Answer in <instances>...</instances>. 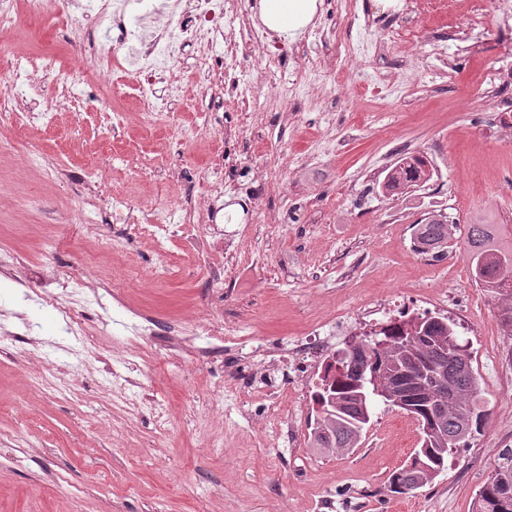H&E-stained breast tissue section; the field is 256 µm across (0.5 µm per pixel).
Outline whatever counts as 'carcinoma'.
<instances>
[{
    "label": "carcinoma",
    "instance_id": "obj_1",
    "mask_svg": "<svg viewBox=\"0 0 512 512\" xmlns=\"http://www.w3.org/2000/svg\"><path fill=\"white\" fill-rule=\"evenodd\" d=\"M429 179L426 161L420 156H406L386 174L380 189L387 195L401 194ZM452 228L442 214L420 220L414 230L417 250L433 252L437 259L443 257ZM468 246L479 285L499 291L512 285V241L500 235L498 225L475 221L469 228ZM411 349L416 351L419 368L457 377L456 392L450 395L441 390L430 400L411 388L389 401L375 398L376 386L395 380L392 362ZM344 351V373L332 377L327 367L321 377L323 381L332 379V383L315 398L322 411L311 432L312 447L349 451L358 444L379 404L397 407L418 423L423 437L406 465L392 474L390 491L406 494L423 487L445 469L448 455L479 430L485 416L468 344L459 341L447 318L433 316L420 318L396 334L384 329L371 332L356 343H346ZM505 498L512 499V449L501 453L494 474L479 491L474 512H502Z\"/></svg>",
    "mask_w": 512,
    "mask_h": 512
}]
</instances>
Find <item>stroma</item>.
Segmentation results:
<instances>
[{"instance_id":"stroma-1","label":"stroma","mask_w":512,"mask_h":512,"mask_svg":"<svg viewBox=\"0 0 512 512\" xmlns=\"http://www.w3.org/2000/svg\"><path fill=\"white\" fill-rule=\"evenodd\" d=\"M372 16L395 25L459 32L472 0H367ZM35 49L59 68L98 54L126 57L129 43L113 30L105 44L71 43L61 13L27 21ZM284 75L298 52L335 60L344 83L323 85L312 98L280 100L254 71L266 103L252 116L212 94V77L193 69L187 45L173 71L187 95L174 126L144 129L130 110L120 130L98 108L96 84L58 88L64 104L51 125L18 134L38 140L59 178L0 156V250L14 252L12 276H0V512H473L500 452L512 449V304L480 287L467 257V226L475 219L512 234V136L500 130L496 95L480 85L490 68L512 72L495 39L449 41L453 72L433 67L427 50L338 59L332 45L302 49L281 38ZM404 75L410 96L399 111L359 75ZM206 114L216 130L237 132L224 150L249 148L229 177L217 225L229 251L224 281L213 283L207 258L179 237L157 242L133 224L79 225L89 192L81 175L95 166L112 192L133 206H177L203 191L191 175L205 155L176 126ZM427 159L433 177L408 193L385 196L379 185L400 156ZM263 193L266 224L244 213ZM33 195L35 207L19 206ZM445 214L456 229L448 255L415 254L412 227ZM123 248L101 261V242ZM83 290L87 340L68 334L53 296L61 282ZM120 289L129 308L152 319V335L128 350L117 345L126 320L113 310ZM443 298L465 310L455 329L469 342L487 417L479 433L455 449L430 483L407 494L389 492L390 475L420 445L417 424L398 409L378 407L351 453L310 445L317 415V364L290 357L310 324L353 322L379 300L414 303ZM203 320L233 333L206 355L157 351L156 341L185 322ZM262 351H255V344ZM72 372L67 396L31 387L43 361ZM166 408L157 424L154 402Z\"/></svg>"}]
</instances>
